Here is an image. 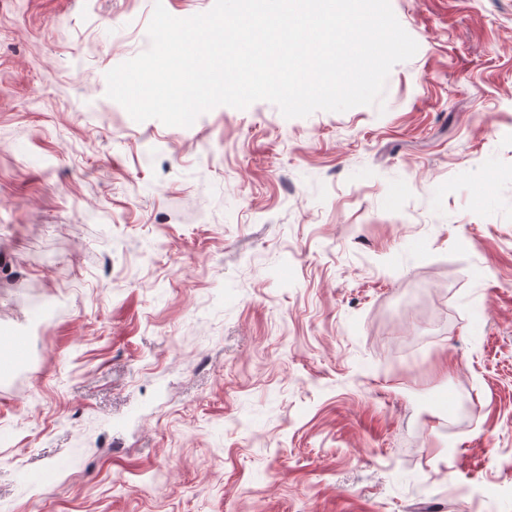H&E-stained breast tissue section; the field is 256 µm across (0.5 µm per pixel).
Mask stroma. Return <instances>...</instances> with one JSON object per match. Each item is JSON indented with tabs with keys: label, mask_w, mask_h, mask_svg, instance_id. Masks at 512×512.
I'll use <instances>...</instances> for the list:
<instances>
[{
	"label": "stroma",
	"mask_w": 512,
	"mask_h": 512,
	"mask_svg": "<svg viewBox=\"0 0 512 512\" xmlns=\"http://www.w3.org/2000/svg\"><path fill=\"white\" fill-rule=\"evenodd\" d=\"M153 6L0 0V512H512V0L188 127L106 95Z\"/></svg>",
	"instance_id": "1"
}]
</instances>
